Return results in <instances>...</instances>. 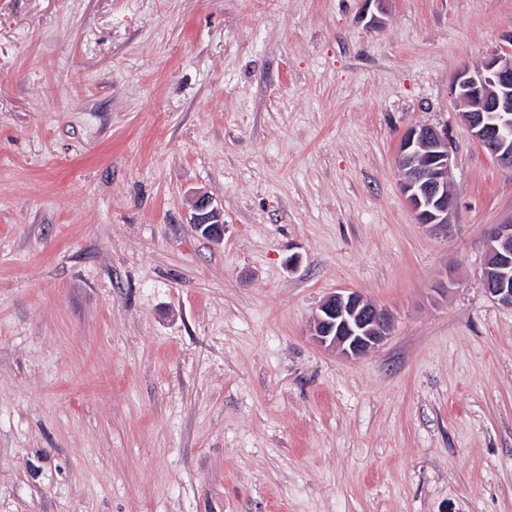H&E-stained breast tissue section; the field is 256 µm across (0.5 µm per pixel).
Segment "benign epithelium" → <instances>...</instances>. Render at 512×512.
<instances>
[{"label":"benign epithelium","instance_id":"7a95c632","mask_svg":"<svg viewBox=\"0 0 512 512\" xmlns=\"http://www.w3.org/2000/svg\"><path fill=\"white\" fill-rule=\"evenodd\" d=\"M453 95L466 107L462 120L473 138L496 162L512 169V51L496 52L453 80ZM451 156L448 135L430 125H417L402 135L397 164L406 202L421 224L448 226L452 198L448 194ZM193 224L218 243L224 239L221 212L210 197L194 202ZM483 284L497 303L512 307V224H496L486 238ZM389 318L356 292L334 293L319 306L310 325L314 339L339 354L359 358L386 338Z\"/></svg>","mask_w":512,"mask_h":512}]
</instances>
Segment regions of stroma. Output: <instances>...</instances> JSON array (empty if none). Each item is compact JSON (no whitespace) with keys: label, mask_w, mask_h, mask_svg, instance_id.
I'll return each instance as SVG.
<instances>
[{"label":"stroma","mask_w":512,"mask_h":512,"mask_svg":"<svg viewBox=\"0 0 512 512\" xmlns=\"http://www.w3.org/2000/svg\"><path fill=\"white\" fill-rule=\"evenodd\" d=\"M510 31L512 0H0V512H512V170L451 94ZM416 124L445 228L402 194ZM341 291L392 317L358 359L309 332ZM450 160L448 135L434 126L410 127L400 139L397 164L403 192L420 224L448 227ZM194 216L192 224L203 232L212 241L219 243L224 239V222L218 207L213 206L209 196L200 195L194 202ZM483 284L497 303L512 307V224H496L486 238Z\"/></svg>","instance_id":"35a3bbf8"}]
</instances>
